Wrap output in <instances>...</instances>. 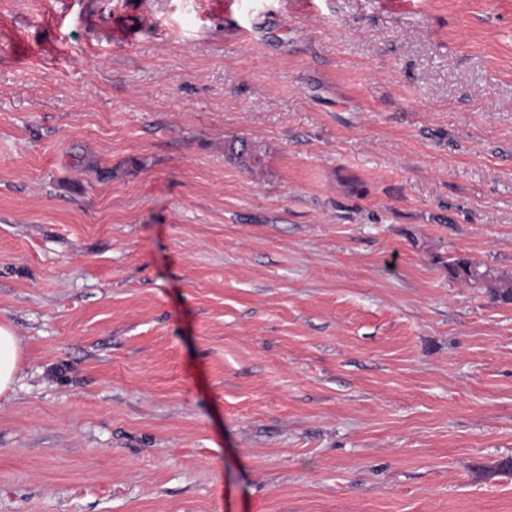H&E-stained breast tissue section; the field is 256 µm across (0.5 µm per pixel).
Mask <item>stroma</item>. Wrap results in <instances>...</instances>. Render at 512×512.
I'll return each mask as SVG.
<instances>
[{"label": "stroma", "instance_id": "1", "mask_svg": "<svg viewBox=\"0 0 512 512\" xmlns=\"http://www.w3.org/2000/svg\"><path fill=\"white\" fill-rule=\"evenodd\" d=\"M456 257L512 278V0H0V512H512ZM20 359V342L11 326L0 324V395L16 382Z\"/></svg>", "mask_w": 512, "mask_h": 512}]
</instances>
